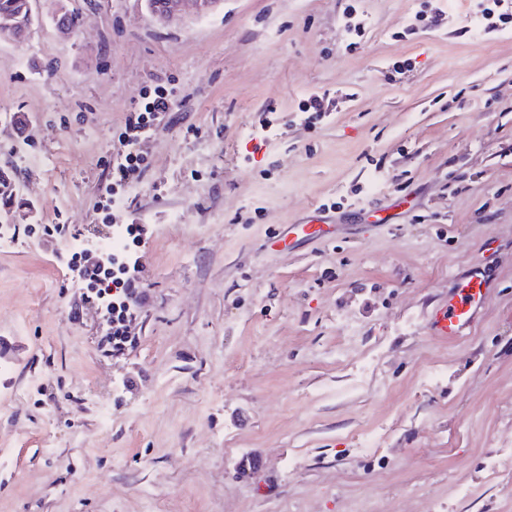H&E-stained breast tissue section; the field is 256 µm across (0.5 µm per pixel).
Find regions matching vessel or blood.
<instances>
[{"label": "vessel or blood", "mask_w": 512, "mask_h": 512, "mask_svg": "<svg viewBox=\"0 0 512 512\" xmlns=\"http://www.w3.org/2000/svg\"><path fill=\"white\" fill-rule=\"evenodd\" d=\"M336 228L333 219L318 215L305 224H293L288 228L289 239L310 238L332 233ZM487 293V282L481 270H474L461 279L448 295L447 308L432 316L428 323L431 335L444 340L464 336L473 325L476 310Z\"/></svg>", "instance_id": "1"}]
</instances>
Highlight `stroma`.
<instances>
[{
  "label": "stroma",
  "mask_w": 512,
  "mask_h": 512,
  "mask_svg": "<svg viewBox=\"0 0 512 512\" xmlns=\"http://www.w3.org/2000/svg\"><path fill=\"white\" fill-rule=\"evenodd\" d=\"M31 7L0 35V512H512V22L478 0ZM158 91L177 110L113 189ZM316 210L350 230L271 248ZM116 224L143 228L146 298L105 355L74 266ZM477 266L474 324L435 338ZM165 7L155 9L154 18L162 24H171L179 20L186 7L191 4L198 11H204L206 8H214L222 0H166ZM172 110V100L160 94L146 102L143 107L129 112L125 120L126 146L135 145L147 128L154 122L161 121Z\"/></svg>",
  "instance_id": "35a3bbf8"
}]
</instances>
